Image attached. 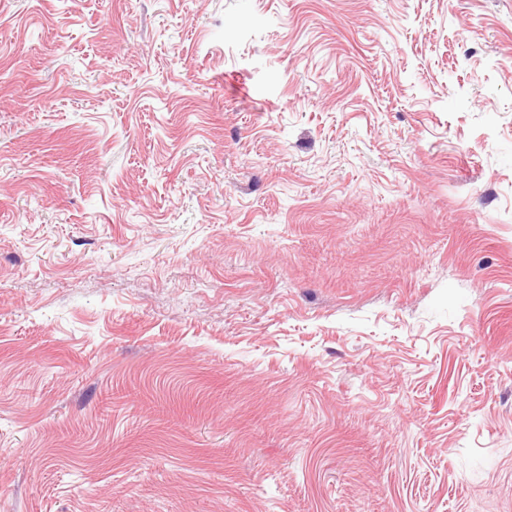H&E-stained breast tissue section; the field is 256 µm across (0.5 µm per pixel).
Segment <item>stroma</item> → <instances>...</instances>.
Returning <instances> with one entry per match:
<instances>
[{"label": "stroma", "mask_w": 512, "mask_h": 512, "mask_svg": "<svg viewBox=\"0 0 512 512\" xmlns=\"http://www.w3.org/2000/svg\"><path fill=\"white\" fill-rule=\"evenodd\" d=\"M0 512H512V0H0Z\"/></svg>", "instance_id": "35a3bbf8"}]
</instances>
